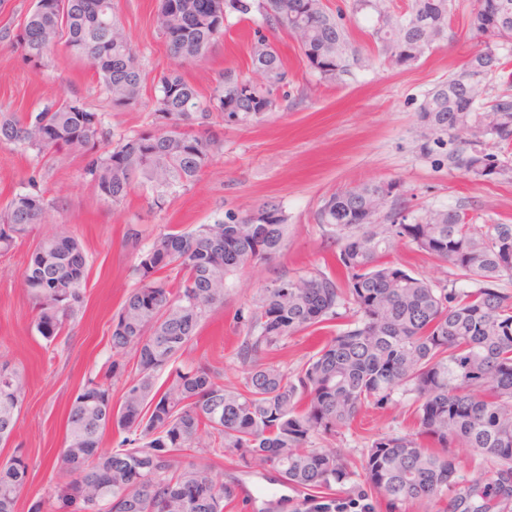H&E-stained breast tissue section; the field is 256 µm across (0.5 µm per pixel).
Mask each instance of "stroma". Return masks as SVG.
Returning <instances> with one entry per match:
<instances>
[{"label": "stroma", "instance_id": "35a3bbf8", "mask_svg": "<svg viewBox=\"0 0 512 512\" xmlns=\"http://www.w3.org/2000/svg\"><path fill=\"white\" fill-rule=\"evenodd\" d=\"M117 14L148 75L144 106L115 109L105 100L89 64L58 49L35 67L11 45L33 0H0V111L28 113L45 104L78 99L104 113L117 132L131 133L151 120L147 108L156 95L154 76L173 59L157 35V0H115ZM452 33L414 66L397 69L385 63L367 34V22L348 16L347 25L363 57L341 82H319L294 49L285 31L270 39L286 58L288 99L257 122L224 129V154L201 179L172 196L164 210L153 208L149 187L134 184L118 207L100 201L83 176L85 158L36 157L0 146V211L14 193L38 187L65 203L62 216L36 225L29 236L0 254V359L26 367L31 383L24 397L11 445L0 447V461L22 448L30 478L17 512L31 505L56 483L54 467L65 446V415L79 386L95 375L111 354L113 316L137 276L136 254L123 244L128 225H137L144 244L162 232L187 231L210 223L222 212L243 215L263 201L279 202L287 217L284 249L272 260L237 274L224 297L201 323L183 356L188 364L222 367L225 384L239 385L244 369L235 356L242 339L237 314L247 310L260 288L281 276L327 271L337 244L333 232L316 221L324 199L348 187L395 181L414 210L463 206L489 224H512V181H471L449 169L445 154L423 156L419 149L417 112L425 95L457 73L480 41L469 31L471 0H456ZM252 22L227 31L207 58L185 64L183 71L202 96H209L224 69H246ZM68 231L83 242L87 260L86 306L68 320L52 346H45L33 326L35 304L21 284V273L41 238ZM414 427L406 398L386 409L369 408L342 431L336 445L360 461L368 443L381 434L402 435ZM225 477L239 486L229 512H280L277 498L287 489L260 467L239 468L218 459Z\"/></svg>", "mask_w": 512, "mask_h": 512}]
</instances>
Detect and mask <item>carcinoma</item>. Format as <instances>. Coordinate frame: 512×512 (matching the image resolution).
<instances>
[{"label": "carcinoma", "instance_id": "carcinoma-1", "mask_svg": "<svg viewBox=\"0 0 512 512\" xmlns=\"http://www.w3.org/2000/svg\"><path fill=\"white\" fill-rule=\"evenodd\" d=\"M33 5L13 42L34 66L57 48L84 58L115 108L142 100V60L116 16L114 0H50ZM176 0L168 17L159 0L156 28L177 63L158 78L148 127L114 132L105 115L64 99L36 113L0 112V145L36 156L88 157L84 178L97 197L119 206L139 179L154 205L197 183L224 151V126L264 116L287 96L284 58L266 32L287 30L318 79L336 83L360 61L347 14L372 19L370 36L390 66L407 69L448 38L454 0H408L395 12L384 0H350L332 13L322 0ZM249 20L254 40L273 47L250 57L252 75L225 71L208 97L182 72L206 56L234 22ZM437 34L421 44L418 23ZM467 24L484 38L463 68L422 101L419 150L446 149L448 168L473 181L512 179V97L484 103L489 82L504 72L512 45V0H472ZM476 85L471 95L457 85ZM469 140L457 141V128ZM495 148L498 153L489 152ZM383 181L325 199L317 223L336 235L338 272L281 276L260 290L247 313L237 359L242 385L223 369L185 365L182 356L204 318L224 306L227 284L245 267L268 261L285 246L286 218L270 200L244 216L227 212L209 224L158 235L144 248L127 227L123 243L138 257L139 282L112 319V356L77 390L66 416V445L55 463L59 479L31 512H224L237 485L215 459L256 464L280 485L302 493L294 512H336V483L347 462L320 441L350 426L362 409H384L395 395L410 398L416 429L378 435L363 454L369 490L393 505L418 500L438 512H504L512 502V224H477L458 208L417 214ZM57 198L33 188L14 194L0 212V250H9L51 213ZM446 263L452 278L435 284L390 259L401 244ZM88 262L82 242L64 232L43 238L22 273L35 301L34 327L51 346L86 305ZM352 310L354 320L294 369L272 361L288 339L312 335ZM167 372L163 381L157 374ZM123 382L118 409L112 383ZM28 374L0 361V446L16 431ZM122 439L103 445L108 429ZM453 448H469L493 464L467 480ZM29 481L20 448L0 463V512H16Z\"/></svg>", "mask_w": 512, "mask_h": 512}]
</instances>
